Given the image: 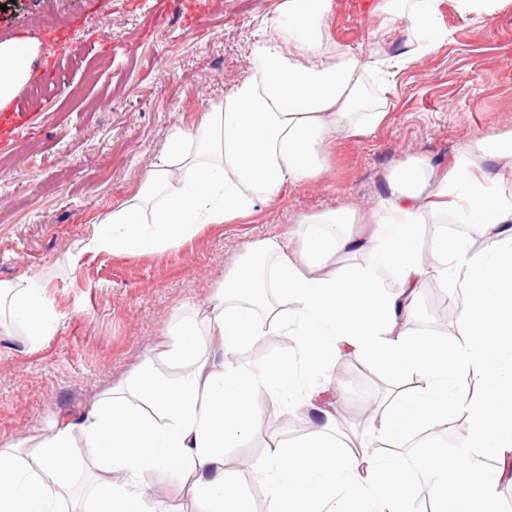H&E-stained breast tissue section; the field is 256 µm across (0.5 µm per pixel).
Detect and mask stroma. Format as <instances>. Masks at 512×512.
Here are the masks:
<instances>
[{
  "instance_id": "35a3bbf8",
  "label": "stroma",
  "mask_w": 512,
  "mask_h": 512,
  "mask_svg": "<svg viewBox=\"0 0 512 512\" xmlns=\"http://www.w3.org/2000/svg\"><path fill=\"white\" fill-rule=\"evenodd\" d=\"M157 0H0V41L24 29L47 31L55 18L66 42H41L30 80L11 107L28 130L0 138V282L36 276L58 314L37 345L0 338V445L24 444L52 424L81 422L104 390L130 378L145 359L168 377L163 344L184 314L205 325L210 299L249 246L278 237L299 248L302 217L340 206L370 210L389 170L419 157L439 165L474 137L512 130V4L489 18L438 0L444 37L378 87L382 126L326 147L318 178L259 205L254 217L211 224L177 247L157 252L77 253L104 211L133 195L175 128L201 120L247 67L249 43L279 0H195V11L166 8L151 27ZM377 0H333L331 44L404 50L402 29L382 36ZM331 396L337 439L356 448L368 405H381L401 379L370 360L343 356ZM313 417L263 412L259 433L226 448L245 500L265 493L252 477L272 446L295 444Z\"/></svg>"
}]
</instances>
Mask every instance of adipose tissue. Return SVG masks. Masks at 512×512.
<instances>
[{"label": "adipose tissue", "mask_w": 512, "mask_h": 512, "mask_svg": "<svg viewBox=\"0 0 512 512\" xmlns=\"http://www.w3.org/2000/svg\"><path fill=\"white\" fill-rule=\"evenodd\" d=\"M333 0H280L252 33L248 66L223 101L208 104L199 125L174 129L135 194L114 205L78 252L176 247L205 224H232L296 185L320 176L325 145L373 132L385 102L368 74L428 54L437 0H379L384 31L404 27L401 59L372 49H332L324 36ZM38 54L24 38L0 42V108L27 82ZM302 251L277 238L251 246L211 301L201 343L191 319L173 332L169 359L178 377L144 360L133 380L103 392L79 425L58 423L24 448H0V512H63L78 476L91 477L80 512H152L157 471H174L176 488L196 492L205 512H241V490L225 468L224 449L254 435L266 394L283 409L320 418L302 450L274 447L253 477L267 487L261 512H408L407 463L381 445L409 444L419 429L440 434L466 414L470 427L451 457L423 460L438 512H498L494 487L512 471V133L460 146L445 168L412 157L394 167L368 216L350 207L303 217ZM369 223L367 236L349 232ZM436 225L429 262L422 225ZM489 239L473 249L469 232ZM357 249L351 272L317 271L330 253ZM463 290L458 324L466 343L451 349L411 327L412 302L427 279ZM291 301L271 304L259 321L263 289ZM0 316L33 343L58 324L44 284L0 282ZM289 341L298 364L245 369L241 348L266 332ZM370 358L395 375L413 374L414 390L372 414L359 452L336 449L321 379L340 356ZM152 403L156 415L144 410ZM495 453L497 471L476 462Z\"/></svg>", "instance_id": "ef3b65f1"}]
</instances>
